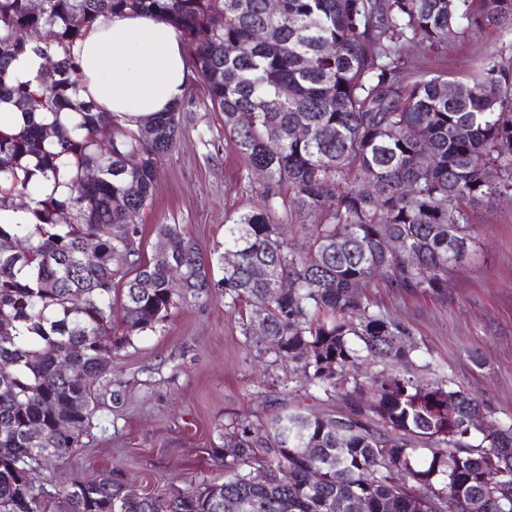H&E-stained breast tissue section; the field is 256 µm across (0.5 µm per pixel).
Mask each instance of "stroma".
Segmentation results:
<instances>
[{
	"label": "stroma",
	"mask_w": 512,
	"mask_h": 512,
	"mask_svg": "<svg viewBox=\"0 0 512 512\" xmlns=\"http://www.w3.org/2000/svg\"><path fill=\"white\" fill-rule=\"evenodd\" d=\"M512 44L485 29L451 40L426 63L459 80L471 76L477 56ZM179 114V136L163 161L150 208L136 215L137 245L151 258L161 224L179 225L205 257L224 252V219L257 202L258 173H246L224 121L211 109L199 79H191ZM469 222L484 248L455 264L442 294L406 293L373 280L375 308L410 325L424 377L445 375L487 405L494 419L512 420V198L470 209ZM213 269L208 291L178 289L166 321L133 336L109 379L96 387L99 411L84 446L66 471L43 477L96 480L113 471L138 493L223 481L219 459L224 426L248 418L255 434L274 412L299 402L287 363L277 362L244 336L251 309L233 304Z\"/></svg>",
	"instance_id": "obj_1"
}]
</instances>
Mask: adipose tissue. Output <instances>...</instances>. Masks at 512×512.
Wrapping results in <instances>:
<instances>
[{"label":"adipose tissue","mask_w":512,"mask_h":512,"mask_svg":"<svg viewBox=\"0 0 512 512\" xmlns=\"http://www.w3.org/2000/svg\"><path fill=\"white\" fill-rule=\"evenodd\" d=\"M74 53L82 63V99L131 129L178 105L190 77L187 45L159 15L99 17L84 28Z\"/></svg>","instance_id":"1"}]
</instances>
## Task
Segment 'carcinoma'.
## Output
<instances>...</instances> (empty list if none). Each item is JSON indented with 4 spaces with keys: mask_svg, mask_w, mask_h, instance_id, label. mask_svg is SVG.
Instances as JSON below:
<instances>
[{
    "mask_svg": "<svg viewBox=\"0 0 512 512\" xmlns=\"http://www.w3.org/2000/svg\"><path fill=\"white\" fill-rule=\"evenodd\" d=\"M0 0V102L26 121L0 128V212L34 202L31 224L0 223V512H435L429 498L462 499L469 512H512L499 486L512 481V422L446 376L417 374L410 326L372 308L364 288L379 277L398 290L436 292L448 269L481 248L467 209L512 197V52L481 55L473 92L448 97L453 80L423 70L408 48L437 50L483 29L512 34V0ZM166 16L185 38L191 67L224 138L246 169H260V204L229 215L224 294L264 307L244 335L294 364L298 382L344 403L297 406L265 422L224 428V481L140 494L109 471L98 480L36 485V474L82 447L97 412L94 386L131 337L165 321L175 283L202 289L210 264L177 224L158 225L168 249L140 260L131 216L150 206L163 158L176 143L177 105L130 131L79 100L73 47L105 15ZM275 28L274 42L257 30ZM33 52L55 66L39 92L10 75ZM73 110L70 126L34 112ZM303 125V139L270 141V129ZM464 128L467 135H458ZM425 150L430 164L421 167ZM25 157L68 189L41 197ZM95 169L89 179L86 171ZM308 217L305 248L282 237L279 210ZM88 237L100 255L82 250ZM395 240L393 252L385 243ZM123 280L121 293L113 288ZM292 281L283 290L280 282ZM144 280L153 288L140 287ZM69 370H61L62 364ZM382 364L367 376L363 367ZM307 448L319 453L309 455ZM266 472L261 486L246 468ZM322 481L307 485L311 469Z\"/></svg>",
    "mask_w": 512,
    "mask_h": 512,
    "instance_id": "obj_1",
    "label": "carcinoma"
}]
</instances>
